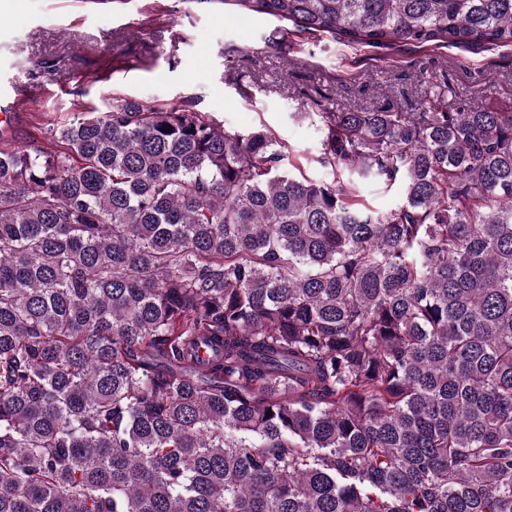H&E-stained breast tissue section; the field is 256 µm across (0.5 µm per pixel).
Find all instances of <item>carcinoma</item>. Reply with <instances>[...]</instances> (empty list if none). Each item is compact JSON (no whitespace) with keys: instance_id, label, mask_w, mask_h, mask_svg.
<instances>
[{"instance_id":"cac0c4a2","label":"carcinoma","mask_w":512,"mask_h":512,"mask_svg":"<svg viewBox=\"0 0 512 512\" xmlns=\"http://www.w3.org/2000/svg\"><path fill=\"white\" fill-rule=\"evenodd\" d=\"M229 1L512 45V0ZM447 92L317 113L347 188L121 98L0 148V512H512V110ZM359 195L365 205L378 212H385L402 200L401 192L396 185L388 187L380 183L362 186Z\"/></svg>"}]
</instances>
